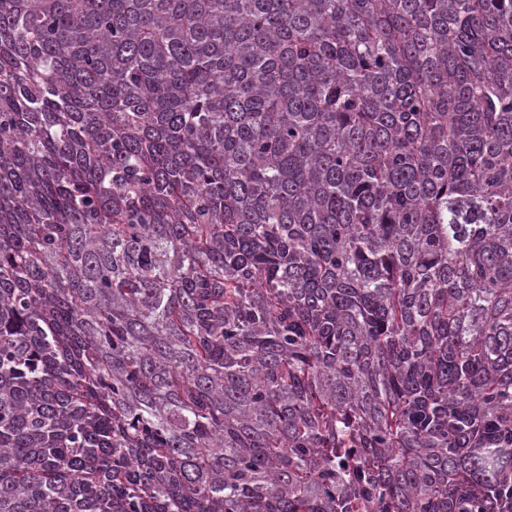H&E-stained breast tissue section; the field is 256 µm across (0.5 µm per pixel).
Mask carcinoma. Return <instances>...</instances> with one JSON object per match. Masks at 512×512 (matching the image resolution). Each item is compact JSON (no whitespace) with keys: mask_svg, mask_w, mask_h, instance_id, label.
Segmentation results:
<instances>
[{"mask_svg":"<svg viewBox=\"0 0 512 512\" xmlns=\"http://www.w3.org/2000/svg\"><path fill=\"white\" fill-rule=\"evenodd\" d=\"M512 512V0H0V512Z\"/></svg>","mask_w":512,"mask_h":512,"instance_id":"carcinoma-1","label":"carcinoma"}]
</instances>
